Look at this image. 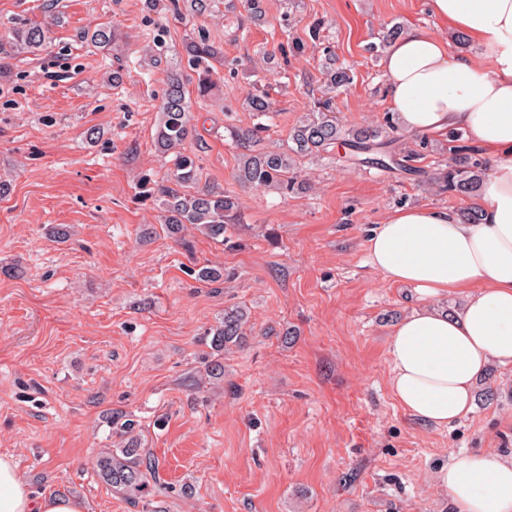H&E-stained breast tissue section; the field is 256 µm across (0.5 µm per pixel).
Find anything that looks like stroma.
I'll return each instance as SVG.
<instances>
[{
    "instance_id": "obj_1",
    "label": "stroma",
    "mask_w": 512,
    "mask_h": 512,
    "mask_svg": "<svg viewBox=\"0 0 512 512\" xmlns=\"http://www.w3.org/2000/svg\"><path fill=\"white\" fill-rule=\"evenodd\" d=\"M250 22L245 0L187 23L168 0H0V453L35 495L71 494L88 512H143L104 483L96 462L127 443L155 460L160 512H448L437 473L477 450L512 458V365L491 363L472 410L431 427L394 398L388 340L417 309L410 288L367 264V232L405 206H473L435 194L424 174L448 167L425 152L419 174L350 164L347 147L304 158L311 188L281 196L234 180L237 151L226 122L251 126L246 98L259 48H285L265 72L284 140L324 80L326 53L354 80L333 99L342 124L388 115L380 62L384 28L437 30L428 0H264ZM48 26L40 55L16 53L18 22ZM112 23L111 51L83 31ZM321 24V40L309 29ZM224 51L210 97L192 93L188 153L199 185L236 192L245 222L234 247L195 228L184 242L162 230L163 212L143 188L172 168L156 152L165 71L194 28ZM124 65L113 87L107 65ZM100 139L91 142L90 131ZM67 225L68 242L51 226ZM227 274L202 284L189 268ZM15 275H8L9 267ZM238 306L252 332L223 353L210 378L209 329Z\"/></svg>"
}]
</instances>
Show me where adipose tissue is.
<instances>
[{
    "label": "adipose tissue",
    "instance_id": "ef3b65f1",
    "mask_svg": "<svg viewBox=\"0 0 512 512\" xmlns=\"http://www.w3.org/2000/svg\"><path fill=\"white\" fill-rule=\"evenodd\" d=\"M438 24L482 47L455 54L447 39L407 28L381 61L390 112L410 134L464 131L494 162L477 199L478 222L452 208L397 209L365 240L367 261L421 303L394 327L392 393L419 421L441 427L472 408L490 362L512 365V0H429ZM463 295L451 316L434 301ZM453 512H512V459L481 451L438 471ZM0 512H87L69 494L35 497L12 456L0 454Z\"/></svg>",
    "mask_w": 512,
    "mask_h": 512
}]
</instances>
